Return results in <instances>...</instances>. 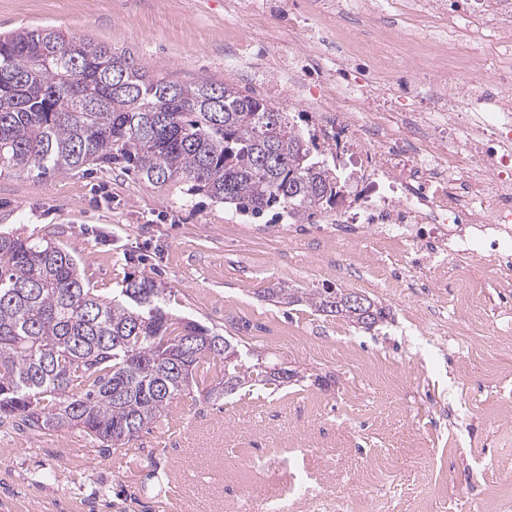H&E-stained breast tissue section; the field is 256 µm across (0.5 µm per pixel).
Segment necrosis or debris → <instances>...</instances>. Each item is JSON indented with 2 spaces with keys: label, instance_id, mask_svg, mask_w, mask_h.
<instances>
[{
  "label": "necrosis or debris",
  "instance_id": "obj_1",
  "mask_svg": "<svg viewBox=\"0 0 512 512\" xmlns=\"http://www.w3.org/2000/svg\"><path fill=\"white\" fill-rule=\"evenodd\" d=\"M414 18H444L430 42L424 73L394 81L418 60L421 36L396 37L377 26L374 0H314L316 13H351L372 30L370 57L383 80L327 86L307 98L297 81L302 60L321 55L329 69L348 67L345 55L316 52L300 42L299 63L288 67L289 100L314 115L315 131L336 155V225L369 230L391 252L414 254L426 288L448 285V266L496 274L512 288V0H403ZM494 43L490 70L448 53L458 34Z\"/></svg>",
  "mask_w": 512,
  "mask_h": 512
}]
</instances>
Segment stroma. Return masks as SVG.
Returning a JSON list of instances; mask_svg holds the SVG:
<instances>
[{
  "mask_svg": "<svg viewBox=\"0 0 512 512\" xmlns=\"http://www.w3.org/2000/svg\"><path fill=\"white\" fill-rule=\"evenodd\" d=\"M0 0V34L51 28L184 84H228L288 108L284 66L298 41L339 45L351 17L310 0ZM327 213L300 224L236 214L186 183L158 187L120 168L43 175L0 169V229L55 242L91 288L131 274L164 290L176 315L213 327L303 374L278 389L178 402L189 435L162 423L129 440L144 464L78 430L0 428V512H234L254 493L268 512H512V342L497 282L422 288L391 281L370 240L336 243ZM347 288L381 302L370 331L264 289ZM176 488H169V481Z\"/></svg>",
  "mask_w": 512,
  "mask_h": 512,
  "instance_id": "stroma-1",
  "label": "stroma"
}]
</instances>
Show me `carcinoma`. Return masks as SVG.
Here are the masks:
<instances>
[{
	"mask_svg": "<svg viewBox=\"0 0 512 512\" xmlns=\"http://www.w3.org/2000/svg\"><path fill=\"white\" fill-rule=\"evenodd\" d=\"M123 161L156 186L179 179L254 219L299 224L336 204V175L288 112L222 84L156 78L90 40L48 28L0 36V166L61 174ZM349 290L267 288L371 330L386 307ZM231 336L167 311L163 289L127 278L110 298L87 287L53 242L0 232V427L75 428L112 448L154 424L189 388L210 396L284 385Z\"/></svg>",
	"mask_w": 512,
	"mask_h": 512,
	"instance_id": "obj_1",
	"label": "carcinoma"
}]
</instances>
